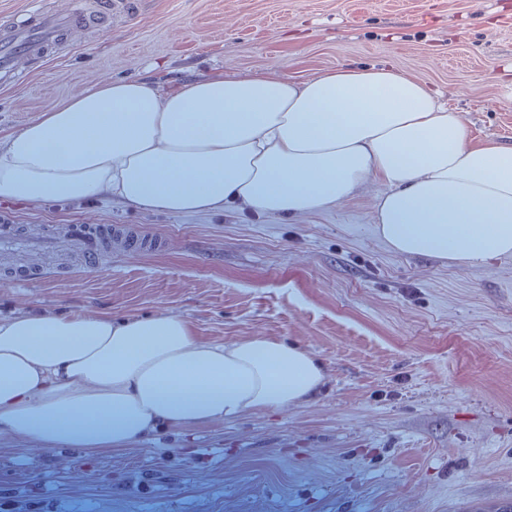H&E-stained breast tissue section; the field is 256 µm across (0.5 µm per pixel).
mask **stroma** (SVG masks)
I'll use <instances>...</instances> for the list:
<instances>
[{"mask_svg":"<svg viewBox=\"0 0 512 512\" xmlns=\"http://www.w3.org/2000/svg\"><path fill=\"white\" fill-rule=\"evenodd\" d=\"M388 64L439 90L473 142L512 145V0H146L16 88L0 141L101 79L264 73L300 80ZM369 179L291 217L161 214L91 198L12 202L17 224H136L148 255L24 289L0 317L144 315L196 339L274 338L323 380L311 398L121 449L45 448L0 433V491L34 485L58 512H461L512 501V255L479 266L394 251Z\"/></svg>","mask_w":512,"mask_h":512,"instance_id":"35a3bbf8","label":"stroma"}]
</instances>
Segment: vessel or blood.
<instances>
[{"mask_svg": "<svg viewBox=\"0 0 512 512\" xmlns=\"http://www.w3.org/2000/svg\"><path fill=\"white\" fill-rule=\"evenodd\" d=\"M134 8L135 0H86L78 9L49 11L42 0H28L21 14L0 21V85H19L30 76V64L65 56L70 49L66 35L106 27L113 17L132 14ZM73 236L83 244L84 265L95 267L104 264L116 241L136 252L158 250L166 244L165 238L134 224H71L64 230L55 225L1 224L0 273L7 283L19 286L40 280L44 269L18 264L19 250L61 249ZM0 512H56V501L44 491L1 498Z\"/></svg>", "mask_w": 512, "mask_h": 512, "instance_id": "b4317fda", "label": "vessel or blood"}]
</instances>
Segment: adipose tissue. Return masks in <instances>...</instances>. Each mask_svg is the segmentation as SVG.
I'll return each instance as SVG.
<instances>
[{"label": "adipose tissue", "instance_id": "ef3b65f1", "mask_svg": "<svg viewBox=\"0 0 512 512\" xmlns=\"http://www.w3.org/2000/svg\"><path fill=\"white\" fill-rule=\"evenodd\" d=\"M370 178L387 186L376 219L395 251L471 266L512 254V145L471 143L437 89L389 65L103 80L0 143V195L33 205L289 216ZM321 380L297 348L203 344L164 312L0 319V433L48 447L122 448L310 398Z\"/></svg>", "mask_w": 512, "mask_h": 512}]
</instances>
